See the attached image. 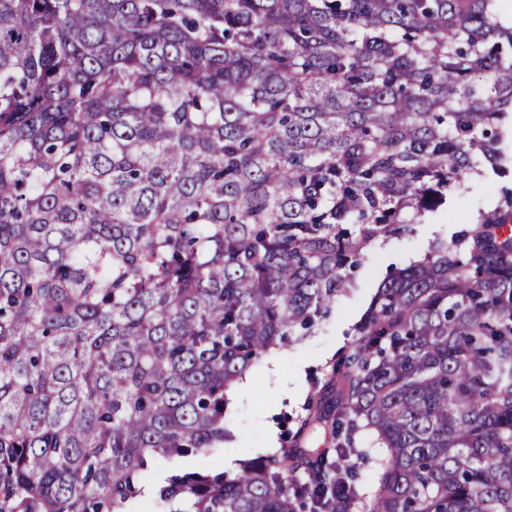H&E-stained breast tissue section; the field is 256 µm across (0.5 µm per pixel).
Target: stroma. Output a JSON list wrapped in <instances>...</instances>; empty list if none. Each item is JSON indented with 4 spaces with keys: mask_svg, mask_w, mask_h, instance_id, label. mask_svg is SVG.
I'll return each mask as SVG.
<instances>
[{
    "mask_svg": "<svg viewBox=\"0 0 512 512\" xmlns=\"http://www.w3.org/2000/svg\"><path fill=\"white\" fill-rule=\"evenodd\" d=\"M499 169H486L483 175L464 178L449 191L447 202L426 213L410 232L385 241H375L362 264L354 269L353 288L339 296L328 315L309 336L266 354L247 371L249 384L233 406L226 409L224 426L231 438L221 450L200 452L182 461L185 470L203 474L224 470L227 463L268 454L264 443L269 406L273 398L283 397L288 408V424L280 441H289L311 407L319 401L329 374L340 354L357 339L356 328L377 288L396 269L423 259L430 242L438 236L455 239L469 230L472 218L493 210L504 199L502 183L512 177V122H504L499 144ZM300 400H293V393ZM368 433H359L354 448L335 458L339 470L356 472V496L350 512H364L377 487V457Z\"/></svg>",
    "mask_w": 512,
    "mask_h": 512,
    "instance_id": "stroma-1",
    "label": "stroma"
}]
</instances>
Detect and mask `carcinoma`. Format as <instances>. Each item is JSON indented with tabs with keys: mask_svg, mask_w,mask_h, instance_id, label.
<instances>
[{
	"mask_svg": "<svg viewBox=\"0 0 512 512\" xmlns=\"http://www.w3.org/2000/svg\"><path fill=\"white\" fill-rule=\"evenodd\" d=\"M496 2L0 0V512H135L221 448L226 388L497 163ZM357 333L291 447L159 512L333 508L365 430L368 512H512V197ZM379 448L372 447V438L367 432L356 436L355 448H351L346 456L335 457L332 460L339 470H350L358 474L356 496L350 512H364L365 506L373 499L377 487V457Z\"/></svg>",
	"mask_w": 512,
	"mask_h": 512,
	"instance_id": "cac0c4a2",
	"label": "carcinoma"
}]
</instances>
